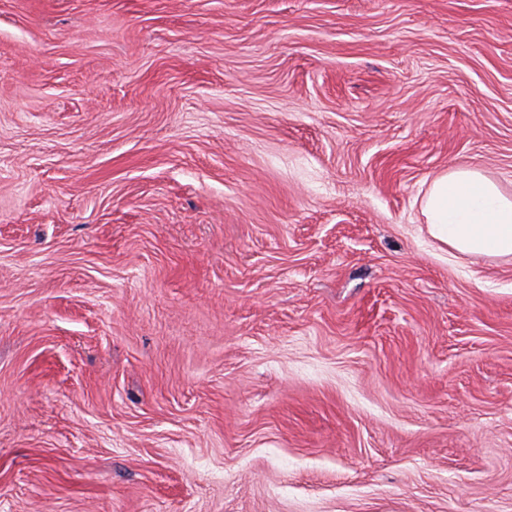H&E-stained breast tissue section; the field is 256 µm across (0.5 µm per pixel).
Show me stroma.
Returning a JSON list of instances; mask_svg holds the SVG:
<instances>
[{"label": "stroma", "instance_id": "35a3bbf8", "mask_svg": "<svg viewBox=\"0 0 512 512\" xmlns=\"http://www.w3.org/2000/svg\"><path fill=\"white\" fill-rule=\"evenodd\" d=\"M512 0H0V512H512ZM422 212L430 235L450 254L512 257V193L479 167L459 166L433 178Z\"/></svg>", "mask_w": 512, "mask_h": 512}]
</instances>
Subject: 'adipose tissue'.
<instances>
[{
  "instance_id": "obj_1",
  "label": "adipose tissue",
  "mask_w": 512,
  "mask_h": 512,
  "mask_svg": "<svg viewBox=\"0 0 512 512\" xmlns=\"http://www.w3.org/2000/svg\"><path fill=\"white\" fill-rule=\"evenodd\" d=\"M422 212L430 235L450 252L512 257V193L479 167L459 166L433 178Z\"/></svg>"
}]
</instances>
